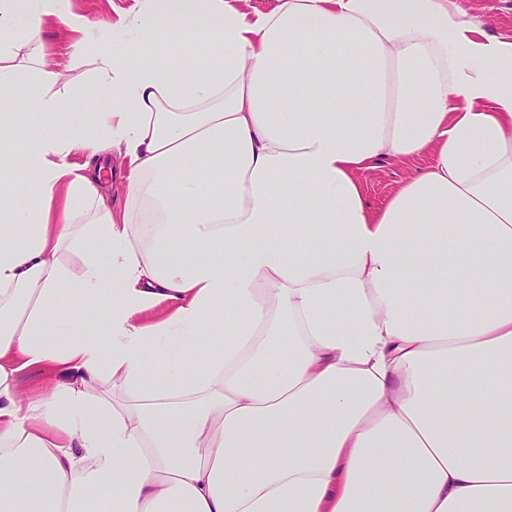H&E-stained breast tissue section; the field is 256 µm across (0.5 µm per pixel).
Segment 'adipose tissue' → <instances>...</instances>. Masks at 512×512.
<instances>
[{
    "label": "adipose tissue",
    "instance_id": "adipose-tissue-1",
    "mask_svg": "<svg viewBox=\"0 0 512 512\" xmlns=\"http://www.w3.org/2000/svg\"><path fill=\"white\" fill-rule=\"evenodd\" d=\"M246 2L0 0V99L44 90L0 155V512H512V35L455 0ZM111 147L119 215L68 161ZM133 0H68L69 10L90 19H117L116 11L129 9ZM78 37V32L63 29L56 24L47 25L43 33L48 49L47 63L60 72L59 83L53 91L59 90L65 94L72 110L86 111L87 101L94 92L93 85L88 80L89 71L94 64L90 60L70 63L66 53L68 44ZM427 162L425 158L409 162L383 160L375 164L374 169L360 176L366 201L373 207L381 206L400 181Z\"/></svg>",
    "mask_w": 512,
    "mask_h": 512
}]
</instances>
